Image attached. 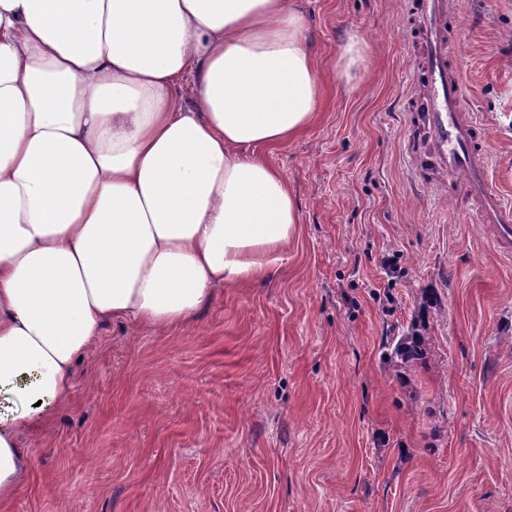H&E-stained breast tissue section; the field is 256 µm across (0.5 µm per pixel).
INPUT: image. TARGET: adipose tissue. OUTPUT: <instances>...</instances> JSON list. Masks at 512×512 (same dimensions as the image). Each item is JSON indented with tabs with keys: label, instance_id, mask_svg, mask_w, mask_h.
<instances>
[{
	"label": "adipose tissue",
	"instance_id": "adipose-tissue-1",
	"mask_svg": "<svg viewBox=\"0 0 512 512\" xmlns=\"http://www.w3.org/2000/svg\"><path fill=\"white\" fill-rule=\"evenodd\" d=\"M324 84L298 0H0V506L106 321L271 276Z\"/></svg>",
	"mask_w": 512,
	"mask_h": 512
}]
</instances>
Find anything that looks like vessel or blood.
I'll list each match as a JSON object with an SVG mask.
<instances>
[{"instance_id": "b4317fda", "label": "vessel or blood", "mask_w": 512, "mask_h": 512, "mask_svg": "<svg viewBox=\"0 0 512 512\" xmlns=\"http://www.w3.org/2000/svg\"><path fill=\"white\" fill-rule=\"evenodd\" d=\"M416 23L408 32L412 56L409 81L422 92L406 106L408 131L419 172L434 171L449 183L464 182L481 203V221L491 226L499 258L512 261V200L493 185L485 150L487 135L477 115H465L470 99L458 61L449 47L460 20L449 0H417Z\"/></svg>"}]
</instances>
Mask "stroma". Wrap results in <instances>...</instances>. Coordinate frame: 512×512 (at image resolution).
<instances>
[{"mask_svg": "<svg viewBox=\"0 0 512 512\" xmlns=\"http://www.w3.org/2000/svg\"><path fill=\"white\" fill-rule=\"evenodd\" d=\"M301 2L333 75L268 153L300 217L276 274L219 286L176 334L106 324L5 512H512V264L469 192L441 199L402 163L410 0ZM455 2L512 195V0ZM412 336L425 358L390 362Z\"/></svg>", "mask_w": 512, "mask_h": 512, "instance_id": "1", "label": "stroma"}]
</instances>
